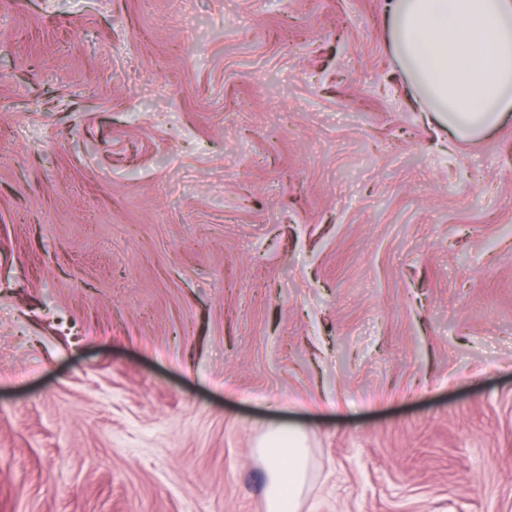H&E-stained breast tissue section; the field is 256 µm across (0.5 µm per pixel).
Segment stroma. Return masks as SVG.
Returning a JSON list of instances; mask_svg holds the SVG:
<instances>
[{
    "mask_svg": "<svg viewBox=\"0 0 512 512\" xmlns=\"http://www.w3.org/2000/svg\"><path fill=\"white\" fill-rule=\"evenodd\" d=\"M383 0H0V512H512V112L429 122ZM267 463L269 512H296L308 481L309 452L300 431L269 429L259 443Z\"/></svg>",
    "mask_w": 512,
    "mask_h": 512,
    "instance_id": "obj_1",
    "label": "stroma"
}]
</instances>
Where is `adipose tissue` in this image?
Returning <instances> with one entry per match:
<instances>
[{
	"mask_svg": "<svg viewBox=\"0 0 512 512\" xmlns=\"http://www.w3.org/2000/svg\"><path fill=\"white\" fill-rule=\"evenodd\" d=\"M391 54L423 111L467 138L512 112V0H385ZM269 512H297L309 452L299 431L268 430Z\"/></svg>",
	"mask_w": 512,
	"mask_h": 512,
	"instance_id": "obj_1",
	"label": "adipose tissue"
}]
</instances>
